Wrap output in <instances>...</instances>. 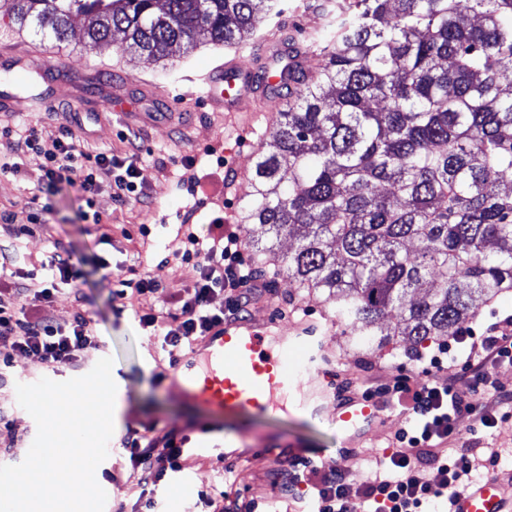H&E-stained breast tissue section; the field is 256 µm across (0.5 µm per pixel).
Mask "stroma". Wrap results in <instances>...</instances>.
<instances>
[{
  "label": "stroma",
  "mask_w": 512,
  "mask_h": 512,
  "mask_svg": "<svg viewBox=\"0 0 512 512\" xmlns=\"http://www.w3.org/2000/svg\"><path fill=\"white\" fill-rule=\"evenodd\" d=\"M328 3L329 0H283L282 13L268 19L264 32L270 35L283 29L305 38L313 27L324 22ZM14 35L20 37L34 59L91 90H102L122 73L150 83L153 96L143 97L134 86L129 87L128 93L145 113L135 126L142 136L138 165L144 191L152 204L120 205L108 191H101L95 208L112 222L111 239L104 242L100 230L83 217L85 203L66 187L52 197L53 210L47 216L49 230L28 237L19 245L15 265L25 271L47 259L54 241L70 247L83 272L85 299L77 305L58 298L49 312L63 323L75 310H82L95 322L101 347L89 354L77 371L64 367L50 373L32 357L14 356L6 371V383L0 385V407L9 410L14 422L13 431L0 429V465L20 464L37 433L34 419L17 402V384H32L45 376L65 381L77 373H88L100 358L110 357L114 360L117 393L114 432L108 444L109 454L102 463L112 473L111 480L103 484L108 512H142L137 493L130 489V467L122 454L121 441L127 431H140L152 424L184 432L191 438L183 470L156 489L160 512H205L197 502L196 492L201 488L223 490L231 496L262 493L271 500L274 512H307V500L282 496L276 483V472L286 467L289 457L323 452L331 465L344 469L358 461L372 466L395 431L410 423L411 415L404 405L394 400L386 402L379 427L356 446L352 457H342L338 450L343 438L329 412L307 417L292 409L272 415L231 416L188 404L159 379V372L169 367V356L157 338L148 335L138 323L139 316L172 303L193 279L192 266L180 261L182 240L177 226L185 211L195 210V222L202 226L211 224L224 211L239 214L236 232L246 242L252 237L251 225L241 216L249 201L257 154L274 123L261 118L254 121L252 130L236 133L223 113L204 106L198 89L188 80L189 75L222 61L224 48L194 47L158 64L109 46L88 48L82 29L77 27L68 38L71 54L60 58L53 55L49 39L30 31L18 32L9 18L0 16V41ZM170 112L190 113L191 124L181 126L168 121L166 115ZM125 129V123L116 116L103 113L86 121L82 135L89 146L121 156L127 150L120 137ZM208 146L216 148V156H223L225 168H217L216 157L205 156ZM188 156L195 158L199 177L192 189L181 178L182 162ZM0 159L19 165L18 173L0 174V211L25 218L40 185L42 159L31 152L19 153L15 138L1 132ZM229 169L241 172L239 190L225 184ZM144 225L149 228L145 234L140 231ZM101 256L109 259L108 267L98 264ZM163 260L168 263L167 288L147 297L123 290V281L154 270ZM272 286L276 299L259 301L252 307V314L263 323H302L320 328L322 350L318 364L334 377L336 384L376 387L393 383L400 368L408 366L409 354L417 349L399 336L382 339L378 344L351 342L345 324L337 320L321 298L297 291L283 273L273 278ZM436 348L437 343L432 340L417 350L427 355ZM205 421L211 429L203 433L199 426ZM453 425L458 433L453 447L497 450L495 473L512 480V421L485 427L473 418L459 416Z\"/></svg>",
  "instance_id": "1"
}]
</instances>
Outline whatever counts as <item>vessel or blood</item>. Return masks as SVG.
<instances>
[{"label": "vessel or blood", "mask_w": 512, "mask_h": 512, "mask_svg": "<svg viewBox=\"0 0 512 512\" xmlns=\"http://www.w3.org/2000/svg\"><path fill=\"white\" fill-rule=\"evenodd\" d=\"M287 52L286 46L272 44L251 68L232 59L201 75L198 87L207 105L233 115L242 100L254 99L274 111L288 88L287 79L276 76L274 61ZM56 99L67 100L77 112L106 110L124 117L137 112L124 85H114L99 97L80 84L51 77L36 93H1L0 112H39ZM318 346L312 329L302 325L262 326L249 318H228L177 356L164 379L184 398L218 412L269 411L277 397L287 396L301 412L315 414L320 381L317 375L302 374L299 367L314 363ZM331 418L352 443L380 421L381 407L374 400L349 395L333 404ZM456 512H512V485L498 477L477 482L459 497Z\"/></svg>", "instance_id": "1"}]
</instances>
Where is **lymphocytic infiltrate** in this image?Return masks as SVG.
Instances as JSON below:
<instances>
[{
	"label": "lymphocytic infiltrate",
	"instance_id": "f902f5d3",
	"mask_svg": "<svg viewBox=\"0 0 512 512\" xmlns=\"http://www.w3.org/2000/svg\"><path fill=\"white\" fill-rule=\"evenodd\" d=\"M20 152L42 157V201L25 220L0 212V278L10 271L18 239L45 226L52 210L51 197L60 185L77 189L86 205H93L101 188H108L120 204L145 202L139 158L140 136L125 132L129 151L120 157L109 151L90 150L71 128L48 132L22 125L16 130ZM183 236L182 262L192 263L195 276L175 309L142 315L143 327L155 329L169 352L181 353L192 341L224 318H243L254 301L266 296L267 283L237 233L216 218L206 234L195 224L179 227ZM43 276L0 287V363L9 364L15 353L38 359L47 369L79 365L100 347L99 336L88 317L75 312L58 323L46 311L47 304L64 296L80 303L84 293L82 273L63 242H55L43 263ZM411 373L396 377L392 385L365 389V397L396 395L406 399L412 422L394 435L388 451L374 470L361 476L329 467L311 457L294 456L280 474V488L288 496H310L313 512H451L456 497L469 488L478 469H491L498 453L491 448L450 447L456 431L454 417L468 415L483 426L512 420V390L500 385L493 370L512 364V315L486 325L483 331L468 329L436 352L413 355ZM189 436L146 426L129 431L122 440L129 454L131 474L148 512L157 503L153 487L180 472ZM162 454H155L156 446Z\"/></svg>",
	"mask_w": 512,
	"mask_h": 512
}]
</instances>
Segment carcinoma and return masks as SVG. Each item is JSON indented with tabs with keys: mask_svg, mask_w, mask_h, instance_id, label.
Returning a JSON list of instances; mask_svg holds the SVG:
<instances>
[{
	"mask_svg": "<svg viewBox=\"0 0 512 512\" xmlns=\"http://www.w3.org/2000/svg\"><path fill=\"white\" fill-rule=\"evenodd\" d=\"M281 0H7L21 29L58 43L83 22L92 46L158 61L175 48L247 41ZM317 36L324 63L297 69L258 153L245 220L256 248L322 292L350 335L423 344L453 336L480 304L512 290V0H346ZM437 287L418 292L431 274Z\"/></svg>",
	"mask_w": 512,
	"mask_h": 512,
	"instance_id": "cac0c4a2",
	"label": "carcinoma"
}]
</instances>
